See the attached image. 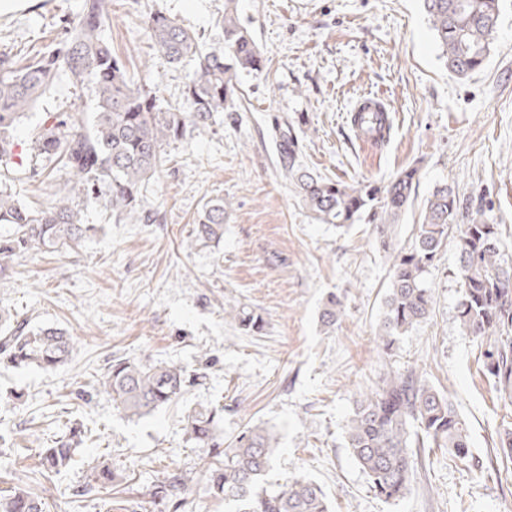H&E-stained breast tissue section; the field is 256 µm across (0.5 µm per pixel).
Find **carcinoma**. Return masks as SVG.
Returning a JSON list of instances; mask_svg holds the SVG:
<instances>
[{
    "label": "carcinoma",
    "mask_w": 512,
    "mask_h": 512,
    "mask_svg": "<svg viewBox=\"0 0 512 512\" xmlns=\"http://www.w3.org/2000/svg\"><path fill=\"white\" fill-rule=\"evenodd\" d=\"M422 2L448 71L463 79L480 69L491 55L499 0ZM107 19V0H89L82 15L66 21L65 37L57 47L37 55L27 66H17L9 54L0 55V167L5 178L17 173L13 127L61 75H69L78 86L91 83L95 93L89 121L48 112L30 140L33 159L56 162L71 175L55 190L53 203L35 208L0 190V224L13 226L12 232L0 235V277L8 276L15 263L30 253L75 251L96 232V225L83 223L73 205L77 191L118 217H134L143 186L166 162L164 148L184 140L188 128L211 122L217 112L238 120L234 96L240 73L264 69V53L240 21L238 0H224V15L218 22L224 43L211 51L202 50L198 38L176 19L152 11L145 20L149 39L169 62L188 61L195 68L182 101L165 104L157 86L131 83L102 36ZM351 129L355 137L369 134L383 145L391 127L384 112H355ZM271 139L282 176L315 219L339 229L371 224L379 248L392 257L376 332L378 346L385 352L429 314L432 291L425 274L446 244L448 232L455 230L460 328L487 346L481 353L483 368L494 385L512 397V276L505 277L512 267L502 263L498 225L477 218L456 223L460 200L444 184L427 200L411 247L398 251L393 226L411 205L417 168H405L385 184H347L302 163L299 132L288 120L274 122ZM231 208L224 199L206 202L195 240L221 239L224 217ZM343 307V295L329 294L320 311L321 324L335 326ZM224 314L246 333L264 329L263 317L246 307L231 306ZM72 350L73 338L63 329L31 328L26 319L0 309V365L55 368ZM193 381L180 365L119 357L98 379V386L117 408L143 417L178 400ZM219 419V411L208 407L193 408L185 416L188 439L215 448L213 460L203 464L210 496L232 505L230 512H332L322 488L309 479L288 477L277 489L265 486L279 451L271 430L250 427L222 449L217 442ZM344 433L346 447L371 488L387 502L411 489L425 449L448 448L460 462L476 466L466 421L448 396L414 367L388 371L379 388L359 395ZM77 444L72 438L59 439L42 449L40 465L61 472L71 465ZM188 494L189 485L179 472L168 473L152 490L153 500L162 504L183 501ZM44 510L43 498L20 485L0 491V512Z\"/></svg>",
    "instance_id": "cac0c4a2"
}]
</instances>
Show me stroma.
<instances>
[{
	"label": "stroma",
	"instance_id": "1",
	"mask_svg": "<svg viewBox=\"0 0 512 512\" xmlns=\"http://www.w3.org/2000/svg\"><path fill=\"white\" fill-rule=\"evenodd\" d=\"M84 2L23 0L0 15V53L28 64L63 39L65 19ZM238 9L265 68L241 75L238 121L217 116L167 147L162 171L142 191L151 222L118 218L74 195L98 233L79 252L20 259L0 280V308L75 340L58 369L0 367V489L20 480L45 497L47 512H103L93 468L104 462L141 512H227L204 491L202 463L212 448L188 441L183 430L189 409L217 406L219 437L229 442L248 427L270 428L279 442L270 482L314 480L334 512H512V466L497 450L512 400L486 376L479 342L460 329L454 243L427 269L428 317L383 352L374 336L389 255L378 250L372 225L339 229L314 220L279 172L270 137L274 119L288 118L300 129L305 164L337 181L385 182L417 167L395 245H412L427 199L445 184L500 226L503 260L512 265V0L502 2L489 60L465 79L440 60L420 0H239ZM110 10L102 35L128 76L158 84L166 102L180 101L194 69L167 61L144 17L152 10L175 17L207 48L218 40L224 0H111ZM367 92L392 107L390 138L379 147L355 138L348 123ZM93 99L91 86L61 79L16 123V143L27 147L45 113L87 112ZM218 198L233 202L223 239L183 249L203 205ZM332 292L343 294L344 310L327 331L319 312ZM230 305L256 310L263 331L239 329L224 315ZM116 356L165 360L200 378L176 403L128 418L96 389ZM410 365L466 420L483 466L466 468L447 450L435 451L410 492L386 503L346 448L344 425L383 372ZM76 424L91 437L74 463L42 474L40 449ZM172 471L188 478L194 495L153 505L151 485Z\"/></svg>",
	"mask_w": 512,
	"mask_h": 512
}]
</instances>
